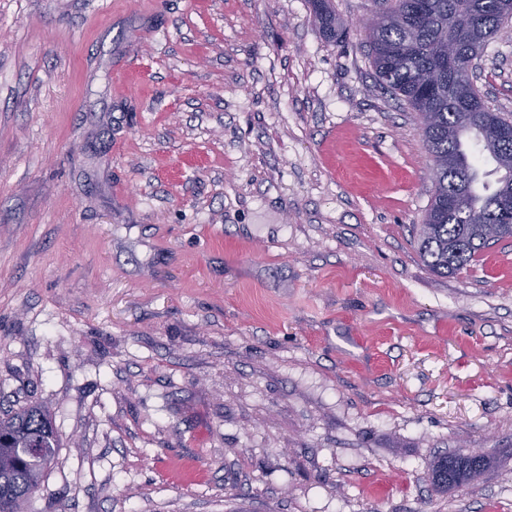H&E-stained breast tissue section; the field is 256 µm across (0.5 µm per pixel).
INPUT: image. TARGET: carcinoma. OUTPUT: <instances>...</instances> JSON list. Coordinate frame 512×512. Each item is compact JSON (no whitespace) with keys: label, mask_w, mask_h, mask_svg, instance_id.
<instances>
[{"label":"carcinoma","mask_w":512,"mask_h":512,"mask_svg":"<svg viewBox=\"0 0 512 512\" xmlns=\"http://www.w3.org/2000/svg\"><path fill=\"white\" fill-rule=\"evenodd\" d=\"M320 31L336 37L331 0H310ZM512 19V0H391L366 34L377 81L416 112L433 164L434 191L418 229V253L435 273L464 270L490 242L512 239V114L494 112L469 77L488 40ZM433 73L427 87L423 76ZM504 171L497 187L478 195L474 181L484 156ZM57 435L38 405L0 410V512H26L54 458ZM493 465L467 454L444 455L430 466L441 492L471 484Z\"/></svg>","instance_id":"carcinoma-1"}]
</instances>
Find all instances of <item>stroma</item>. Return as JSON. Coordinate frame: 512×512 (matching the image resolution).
I'll return each instance as SVG.
<instances>
[{"label":"stroma","mask_w":512,"mask_h":512,"mask_svg":"<svg viewBox=\"0 0 512 512\" xmlns=\"http://www.w3.org/2000/svg\"><path fill=\"white\" fill-rule=\"evenodd\" d=\"M333 4L331 40L309 0H0V406L60 443L29 512H512V239L421 260L385 0ZM474 81L512 113V23ZM455 458L450 454L436 458L430 466L429 474L433 485L438 491L448 493L455 491L454 483L463 481L467 485L480 478L493 465V456L486 454L482 462L475 463L467 454L458 453ZM462 483L457 487V491H464L467 485Z\"/></svg>","instance_id":"35a3bbf8"}]
</instances>
